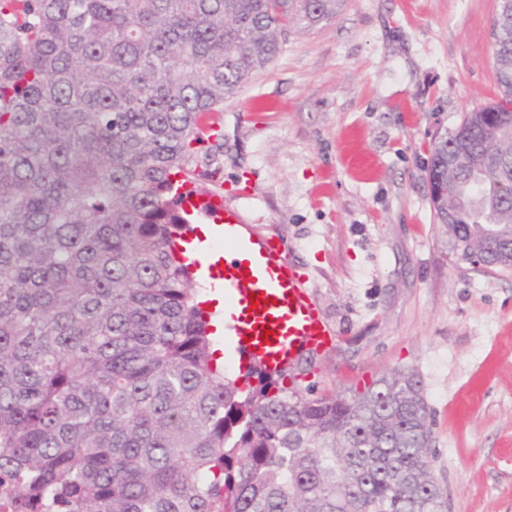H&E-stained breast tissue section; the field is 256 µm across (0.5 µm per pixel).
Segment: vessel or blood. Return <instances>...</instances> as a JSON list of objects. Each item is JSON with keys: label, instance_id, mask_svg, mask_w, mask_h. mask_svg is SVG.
<instances>
[{"label": "vessel or blood", "instance_id": "obj_1", "mask_svg": "<svg viewBox=\"0 0 512 512\" xmlns=\"http://www.w3.org/2000/svg\"><path fill=\"white\" fill-rule=\"evenodd\" d=\"M181 193L183 212L197 221H214L216 236L233 245L220 270L208 261L207 246L194 238H187L185 251L198 281L223 294L230 309L224 323L238 351L275 372L291 365L303 350L331 347L335 337L326 318L279 244L270 238H246L240 213L223 196L201 194L189 186Z\"/></svg>", "mask_w": 512, "mask_h": 512}]
</instances>
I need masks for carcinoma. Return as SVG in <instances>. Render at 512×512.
Returning a JSON list of instances; mask_svg holds the SVG:
<instances>
[{"label": "carcinoma", "instance_id": "1", "mask_svg": "<svg viewBox=\"0 0 512 512\" xmlns=\"http://www.w3.org/2000/svg\"><path fill=\"white\" fill-rule=\"evenodd\" d=\"M340 2L0 0V472L25 512H445L415 372L238 387L174 249L179 183L224 149L204 119ZM493 28L499 95L428 170L477 252L512 225V0Z\"/></svg>", "mask_w": 512, "mask_h": 512}]
</instances>
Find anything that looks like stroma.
<instances>
[{
	"label": "stroma",
	"instance_id": "1",
	"mask_svg": "<svg viewBox=\"0 0 512 512\" xmlns=\"http://www.w3.org/2000/svg\"><path fill=\"white\" fill-rule=\"evenodd\" d=\"M498 0H344L289 32L225 101L219 177L256 238L279 241L337 333L302 383L418 374L446 512H512V268L463 260L437 223L430 146L497 94Z\"/></svg>",
	"mask_w": 512,
	"mask_h": 512
}]
</instances>
